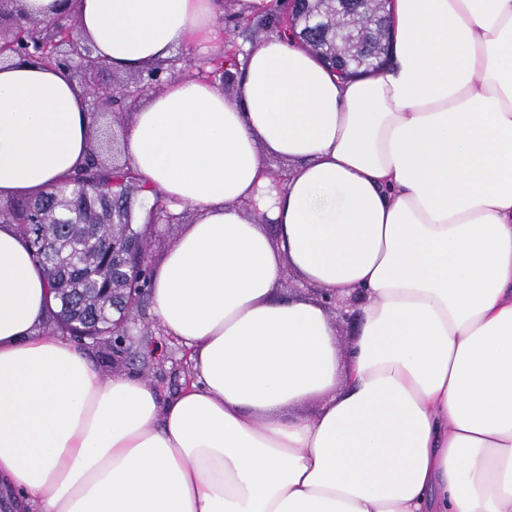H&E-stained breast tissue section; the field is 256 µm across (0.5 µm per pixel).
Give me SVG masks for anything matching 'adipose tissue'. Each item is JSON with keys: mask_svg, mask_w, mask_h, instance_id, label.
I'll return each mask as SVG.
<instances>
[{"mask_svg": "<svg viewBox=\"0 0 512 512\" xmlns=\"http://www.w3.org/2000/svg\"><path fill=\"white\" fill-rule=\"evenodd\" d=\"M74 7L119 69L216 47L224 12ZM389 12L374 75L340 77L273 33L234 101L172 79L122 130L144 183L193 212L150 288L190 351L180 393L102 381L42 333L47 276L0 222V491L19 512H512V0ZM93 135L67 73L0 64L1 204L59 184ZM268 154L290 165L283 190ZM287 269L365 295L346 352L319 300L280 296Z\"/></svg>", "mask_w": 512, "mask_h": 512, "instance_id": "1", "label": "adipose tissue"}]
</instances>
